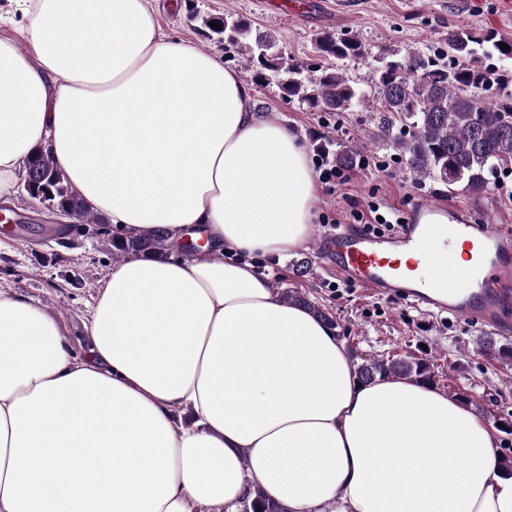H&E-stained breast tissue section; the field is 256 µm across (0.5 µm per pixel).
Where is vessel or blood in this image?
I'll return each mask as SVG.
<instances>
[{
	"instance_id": "vessel-or-blood-1",
	"label": "vessel or blood",
	"mask_w": 512,
	"mask_h": 512,
	"mask_svg": "<svg viewBox=\"0 0 512 512\" xmlns=\"http://www.w3.org/2000/svg\"><path fill=\"white\" fill-rule=\"evenodd\" d=\"M459 243L473 254L465 275L456 266ZM318 248L329 270L375 295L495 331L512 324V231L459 207L425 202L399 231L343 226Z\"/></svg>"
}]
</instances>
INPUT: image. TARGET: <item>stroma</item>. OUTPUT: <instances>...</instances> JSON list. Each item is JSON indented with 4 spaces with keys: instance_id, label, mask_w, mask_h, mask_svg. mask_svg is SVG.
I'll return each instance as SVG.
<instances>
[{
    "instance_id": "obj_1",
    "label": "stroma",
    "mask_w": 512,
    "mask_h": 512,
    "mask_svg": "<svg viewBox=\"0 0 512 512\" xmlns=\"http://www.w3.org/2000/svg\"><path fill=\"white\" fill-rule=\"evenodd\" d=\"M289 12L266 6L263 0H150L162 33L194 40L205 51L222 55L251 89L255 111L272 122L288 125L315 153L323 136L335 149L354 151L369 165L356 169L352 179L335 187H320L311 240L270 265L273 288L307 295L330 313L336 334L353 365L388 356L426 359L433 386L457 395L466 392L469 405L489 426L512 416V397L500 398L512 379V362L498 349L512 346V330L486 331L479 324L443 320L416 305L370 295L351 281L325 270L315 241L336 225L355 224V215L369 204L381 212L406 217L423 199L457 203L468 215L487 218L512 230V201L498 190L475 195L462 187H447L432 179L415 178L390 141L379 134L381 112L355 106L344 112H318L299 101L282 98L274 82H255L241 57L215 43L201 24L205 15L232 13L246 20L254 34L271 37L288 59L316 66L322 59L314 49L324 34L355 35L365 45L363 57L339 62L354 86L375 92L377 55L384 48L401 54H429L439 47L449 29L492 32L512 39V26L475 0H287ZM24 215L20 234L0 231V288L39 301L68 328L74 354L85 355L89 343L84 322L99 286L108 274L112 254L88 236L64 233L46 237L56 223L24 191L1 199Z\"/></svg>"
}]
</instances>
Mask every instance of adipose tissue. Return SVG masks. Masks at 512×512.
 Returning <instances> with one entry per match:
<instances>
[{
	"label": "adipose tissue",
	"mask_w": 512,
	"mask_h": 512,
	"mask_svg": "<svg viewBox=\"0 0 512 512\" xmlns=\"http://www.w3.org/2000/svg\"><path fill=\"white\" fill-rule=\"evenodd\" d=\"M25 37L0 39V194L41 148L92 211L200 248L113 266L87 358L0 290V512H241L255 484L288 512H512L482 417L359 384L273 290L260 261L307 241L318 183L221 57L163 36L147 0H35Z\"/></svg>",
	"instance_id": "obj_1"
}]
</instances>
